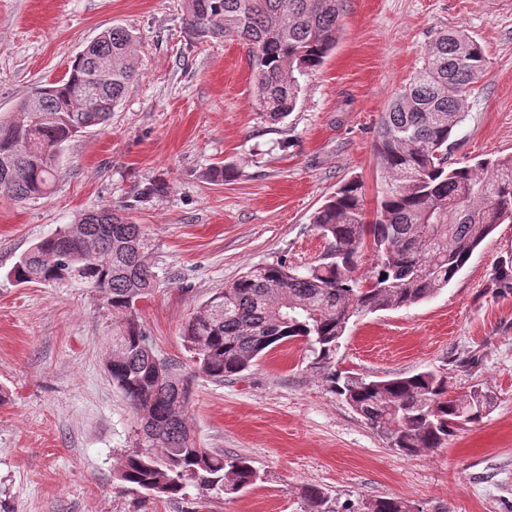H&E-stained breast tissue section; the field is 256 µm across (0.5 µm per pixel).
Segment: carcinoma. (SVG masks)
<instances>
[{"label": "carcinoma", "instance_id": "1", "mask_svg": "<svg viewBox=\"0 0 512 512\" xmlns=\"http://www.w3.org/2000/svg\"><path fill=\"white\" fill-rule=\"evenodd\" d=\"M184 21L195 38L243 43L255 109L276 122L295 110L300 77L334 50L342 8L341 0H187ZM136 50L133 34L109 28L76 55L62 80L32 89L41 112L26 111L23 102L17 115L0 117V194L23 202L51 191L64 143L109 120L134 77ZM421 59L379 123L375 152L385 185L373 218L363 183L345 181L311 218L328 240L317 264L301 274L284 262L253 268L202 304L182 332L199 372L221 383L299 339L316 364L328 366L352 318L433 297L497 225L512 221V154L448 163L471 87L488 68L483 49L463 29L443 30ZM367 248L374 263L362 276ZM149 255L139 226L104 206L36 243L8 275L19 284L81 281L119 319L112 351L122 361L106 369L134 410L140 436L123 459L121 481L157 498L183 496L190 482L239 492L259 473L244 457L196 446L186 417L188 378L154 354L140 325L137 302L154 283ZM328 378L331 390L405 456L443 447L454 426L479 421L494 405L479 388L451 395L448 378L432 370L384 380ZM303 498L304 512H336L317 486L306 487ZM363 510L412 512L395 497L373 499Z\"/></svg>", "mask_w": 512, "mask_h": 512}]
</instances>
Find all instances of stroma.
<instances>
[{
  "label": "stroma",
  "instance_id": "35a3bbf8",
  "mask_svg": "<svg viewBox=\"0 0 512 512\" xmlns=\"http://www.w3.org/2000/svg\"><path fill=\"white\" fill-rule=\"evenodd\" d=\"M343 31L273 124L253 105L246 48L196 40L185 0H0V115L63 78L76 54L121 26L140 39L138 77L107 125L65 144L43 199L0 195V512H304L323 488L338 512L378 497L416 512H512V222L433 298L353 318L332 364L341 374L446 372L451 391L491 392L492 412L446 447L405 456L330 392L305 344L281 345L221 383L198 373L182 331L245 271H305L327 243L311 222L337 186L363 181L368 211L384 184L379 116L421 65L425 44L463 29L489 67L468 97L450 159L512 153V0H343ZM232 168L213 180L216 166ZM109 206L139 224L155 286L139 321L159 357L190 378L201 448L248 458L261 479L238 492L162 499L117 477L137 443L134 412L106 362L115 322L78 281L15 283L7 273L42 239Z\"/></svg>",
  "mask_w": 512,
  "mask_h": 512
}]
</instances>
